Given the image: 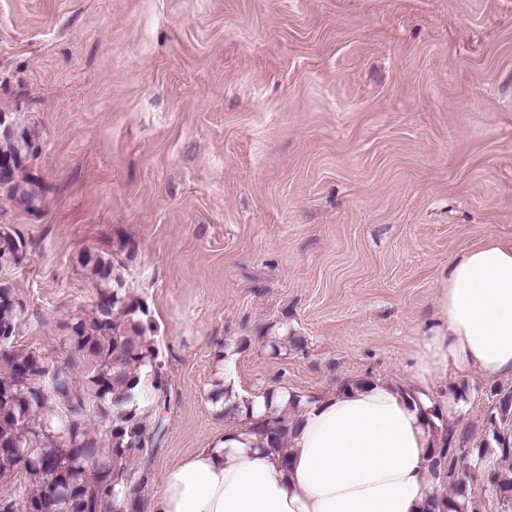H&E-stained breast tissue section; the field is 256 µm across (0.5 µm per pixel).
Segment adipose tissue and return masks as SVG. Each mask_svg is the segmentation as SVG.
Instances as JSON below:
<instances>
[{
    "label": "adipose tissue",
    "instance_id": "1",
    "mask_svg": "<svg viewBox=\"0 0 512 512\" xmlns=\"http://www.w3.org/2000/svg\"><path fill=\"white\" fill-rule=\"evenodd\" d=\"M437 309L411 356L414 392L368 382L297 416L280 395L289 458L227 421L208 446L166 470L145 512H421L436 489L429 387L465 371L512 377V241L489 237L449 259Z\"/></svg>",
    "mask_w": 512,
    "mask_h": 512
}]
</instances>
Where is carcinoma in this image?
<instances>
[{
    "label": "carcinoma",
    "instance_id": "1",
    "mask_svg": "<svg viewBox=\"0 0 512 512\" xmlns=\"http://www.w3.org/2000/svg\"><path fill=\"white\" fill-rule=\"evenodd\" d=\"M31 146L25 134L0 139V158L13 163ZM27 192L6 196L26 208L41 197L37 182L22 180ZM30 257L28 243L10 224H0V264ZM99 300L88 314L63 324L66 357L41 350L0 349V473L15 457L26 468L15 479L0 477V506L43 512L53 500L59 512H99L111 504L140 512L155 449L167 432L162 411L170 404L166 363L154 340L155 326L144 304L126 291L124 262L110 251L79 260ZM22 318L19 299L0 295V342L11 343ZM493 441L503 461L512 459V389L493 390ZM439 434L430 468L452 481L453 493L430 496L422 512H464L471 467L487 446L466 447L454 434ZM254 432L288 459V426L274 418Z\"/></svg>",
    "mask_w": 512,
    "mask_h": 512
}]
</instances>
